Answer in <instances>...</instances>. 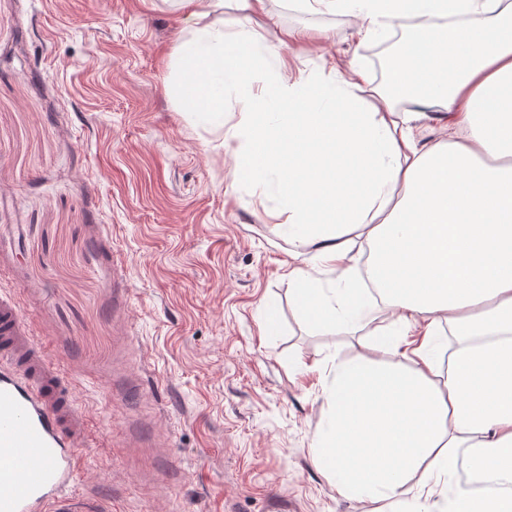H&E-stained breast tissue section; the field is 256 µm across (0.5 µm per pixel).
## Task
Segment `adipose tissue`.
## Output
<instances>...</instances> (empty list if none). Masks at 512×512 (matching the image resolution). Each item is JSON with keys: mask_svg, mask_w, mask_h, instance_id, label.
<instances>
[{"mask_svg": "<svg viewBox=\"0 0 512 512\" xmlns=\"http://www.w3.org/2000/svg\"><path fill=\"white\" fill-rule=\"evenodd\" d=\"M173 2L194 38L172 94L223 128L243 179L274 201L267 217L336 274L327 288L292 269L297 311L368 335L370 355L324 358L319 467L376 512L407 493L512 512V0H313L354 15L362 40L411 21L380 88L354 59L291 77L280 48L305 32L269 45L229 30L224 0ZM435 125L447 140L423 142Z\"/></svg>", "mask_w": 512, "mask_h": 512, "instance_id": "adipose-tissue-1", "label": "adipose tissue"}]
</instances>
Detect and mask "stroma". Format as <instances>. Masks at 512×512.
Segmentation results:
<instances>
[{"label": "stroma", "instance_id": "1", "mask_svg": "<svg viewBox=\"0 0 512 512\" xmlns=\"http://www.w3.org/2000/svg\"><path fill=\"white\" fill-rule=\"evenodd\" d=\"M267 10L263 42L307 34L283 50L294 77L355 58L382 85L409 33ZM190 38L171 0H0V292L85 417L76 485L109 512H369L312 448L319 366L365 341L304 324L288 274L330 272L291 256L223 130L172 99Z\"/></svg>", "mask_w": 512, "mask_h": 512}]
</instances>
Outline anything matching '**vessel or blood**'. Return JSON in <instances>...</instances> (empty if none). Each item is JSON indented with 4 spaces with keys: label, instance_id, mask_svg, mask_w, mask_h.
<instances>
[{
    "label": "vessel or blood",
    "instance_id": "vessel-or-blood-1",
    "mask_svg": "<svg viewBox=\"0 0 512 512\" xmlns=\"http://www.w3.org/2000/svg\"><path fill=\"white\" fill-rule=\"evenodd\" d=\"M85 445L68 388L0 294V512H106L73 489Z\"/></svg>",
    "mask_w": 512,
    "mask_h": 512
}]
</instances>
